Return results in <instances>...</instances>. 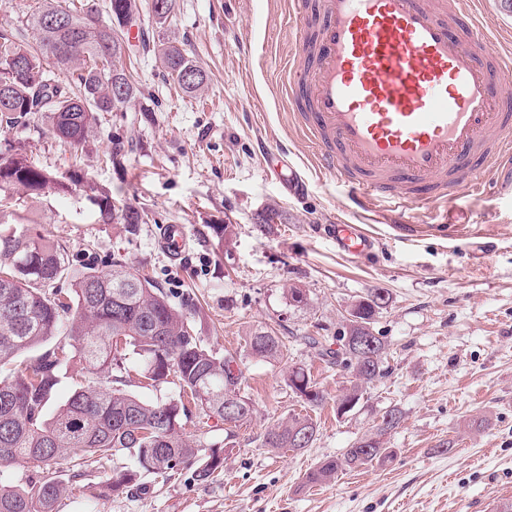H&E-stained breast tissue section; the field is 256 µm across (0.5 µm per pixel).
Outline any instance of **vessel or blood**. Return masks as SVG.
Here are the masks:
<instances>
[{
  "mask_svg": "<svg viewBox=\"0 0 512 512\" xmlns=\"http://www.w3.org/2000/svg\"><path fill=\"white\" fill-rule=\"evenodd\" d=\"M318 52L299 35L284 86L319 171L340 179L354 209L450 212L452 189L486 176L512 185V55L491 53L472 0H319ZM329 232L352 258L371 238L352 224ZM182 226L162 247L181 255Z\"/></svg>",
  "mask_w": 512,
  "mask_h": 512,
  "instance_id": "obj_1",
  "label": "vessel or blood"
}]
</instances>
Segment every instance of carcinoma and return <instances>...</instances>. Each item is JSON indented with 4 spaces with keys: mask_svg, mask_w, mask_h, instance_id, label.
<instances>
[{
    "mask_svg": "<svg viewBox=\"0 0 512 512\" xmlns=\"http://www.w3.org/2000/svg\"><path fill=\"white\" fill-rule=\"evenodd\" d=\"M37 3L22 20L36 31V43L18 39L11 27L0 30V123L47 113L54 135L82 151L97 130L99 113L124 112L141 93L121 64L123 32L131 20H140L139 3L109 0L106 21L90 3ZM142 48L154 53L163 75L183 90H203L206 73L176 39H144ZM48 61L66 80L51 77ZM19 188L32 199L80 190L97 205L102 221L129 230L145 223L135 205L115 203L76 170L53 176L20 149L0 152V195ZM63 279L69 287H56ZM380 300L375 290L357 301V320L347 325L338 348L321 353L355 378L336 398L338 405L361 399L363 387L383 372L386 346L372 331ZM247 346L256 358H284L280 337L267 327L255 330ZM129 349L139 359V384L157 388L172 376L178 398L149 401L129 390L124 377ZM76 361L102 382H72L66 401L49 411ZM288 381L296 391L311 388L302 367L292 369ZM244 390L233 355L206 346L197 336L192 309L174 305L152 280L115 258L105 269L75 274L59 244L0 227V512H56L63 490L58 479L37 477L22 486L3 481L4 472L21 462L47 468L62 458L101 461L126 451L133 467L112 471L96 484L95 495L145 489L142 474L170 476L197 457L199 445L184 436L191 419L225 423L224 399L235 395L240 401L235 425L249 421L252 407ZM381 423L382 439L370 444L361 438L341 456L319 462L303 485L326 484L340 471L392 458L385 436L399 425L398 411H385ZM304 432L314 441L317 423L298 413L269 428L264 442L299 453L306 449L297 442ZM223 469L224 452L213 449L199 459L196 477L205 481Z\"/></svg>",
    "mask_w": 512,
    "mask_h": 512,
    "instance_id": "carcinoma-1",
    "label": "carcinoma"
}]
</instances>
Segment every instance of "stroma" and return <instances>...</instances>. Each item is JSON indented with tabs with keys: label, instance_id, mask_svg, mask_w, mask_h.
I'll return each instance as SVG.
<instances>
[{
	"label": "stroma",
	"instance_id": "stroma-1",
	"mask_svg": "<svg viewBox=\"0 0 512 512\" xmlns=\"http://www.w3.org/2000/svg\"><path fill=\"white\" fill-rule=\"evenodd\" d=\"M165 30L205 71V91L195 96L163 78L130 36L124 64L142 94L127 111L100 113L80 161L96 186L142 208L145 223L132 232L103 223L80 191L33 200L19 190L0 203V221L57 240L75 268L115 257L173 302H192L205 344L234 353L253 413L240 427L186 424L203 444L224 447V469L212 480L198 481L191 464L167 479L148 477L147 493L101 498L91 485L130 465L129 456L91 463L77 480L65 463L57 512H488L512 500V194L492 183L477 194L459 190L447 232L433 228L435 211L420 208L414 232L402 233L354 210L345 187L312 163L280 83L296 39L287 0H174ZM116 134L125 153L103 163ZM8 146L56 175L74 160L42 113L0 129V150ZM280 147L306 193L285 195L267 177L266 154ZM269 209L274 224L260 226ZM166 224L185 228L180 258L159 244ZM328 224L360 225L371 254L340 253ZM293 286L305 304L291 301ZM376 288L389 298L373 323L387 347L384 373L340 417L336 397L352 375L322 362L308 339L335 346L347 310ZM262 326L281 338L282 360L249 354L246 340ZM294 367L310 372L321 405L294 393ZM392 408L401 419L387 437L389 461L303 485L309 469ZM297 413L318 424L311 446L299 454L266 447V431Z\"/></svg>",
	"mask_w": 512,
	"mask_h": 512
}]
</instances>
